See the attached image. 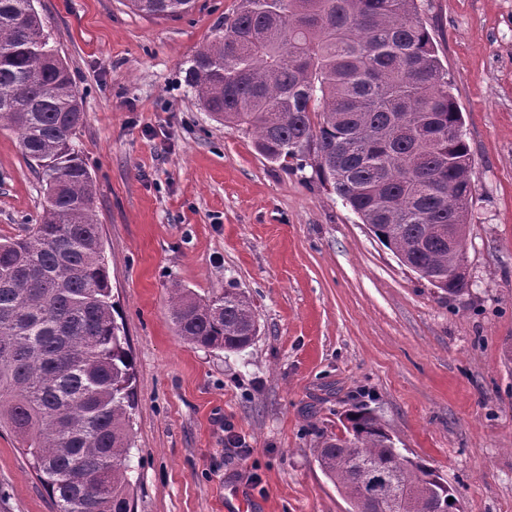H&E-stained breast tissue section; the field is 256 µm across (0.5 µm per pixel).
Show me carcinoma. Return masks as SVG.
<instances>
[{"instance_id": "1", "label": "carcinoma", "mask_w": 512, "mask_h": 512, "mask_svg": "<svg viewBox=\"0 0 512 512\" xmlns=\"http://www.w3.org/2000/svg\"><path fill=\"white\" fill-rule=\"evenodd\" d=\"M142 15L194 0H129ZM189 80L204 109L252 132L272 162L312 167L374 237L430 284L461 295L448 225H466L473 159L448 72L416 0H238ZM82 97L33 0H0V128L18 134L44 186L25 234L0 238V428L17 438L54 512H133V357L115 317L95 184L72 138ZM190 344L239 351L257 335L248 296L169 289ZM314 449L349 503L457 512L439 472L403 455L374 412Z\"/></svg>"}]
</instances>
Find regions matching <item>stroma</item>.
<instances>
[{"label": "stroma", "instance_id": "obj_1", "mask_svg": "<svg viewBox=\"0 0 512 512\" xmlns=\"http://www.w3.org/2000/svg\"><path fill=\"white\" fill-rule=\"evenodd\" d=\"M473 157L469 291L402 265L312 168L264 158L200 105L188 71L237 0L154 19L127 0H34L84 101L75 145L134 359V512H348L314 448L368 404L462 512H512V0H417ZM43 187L0 129V237ZM236 288L260 333L243 350L185 342L169 288ZM244 439L230 446L227 435ZM0 512H53L0 435Z\"/></svg>", "mask_w": 512, "mask_h": 512}]
</instances>
